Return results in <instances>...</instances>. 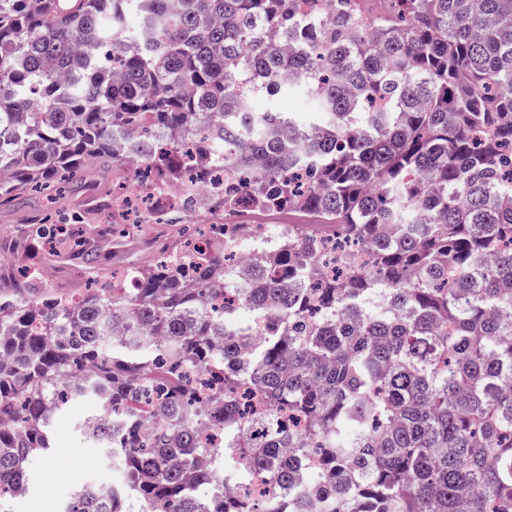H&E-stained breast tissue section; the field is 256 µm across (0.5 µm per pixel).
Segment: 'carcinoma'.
I'll return each instance as SVG.
<instances>
[{"instance_id":"carcinoma-1","label":"carcinoma","mask_w":512,"mask_h":512,"mask_svg":"<svg viewBox=\"0 0 512 512\" xmlns=\"http://www.w3.org/2000/svg\"><path fill=\"white\" fill-rule=\"evenodd\" d=\"M363 2L0 0V208L131 164L212 185L204 209L246 198L346 237L333 276L283 227L234 297L233 240L190 270L166 245L116 290L110 219L1 236L0 512L85 396L109 416L81 428L125 483L61 512H257L214 493L217 452L288 512L332 488L331 512H512V0H384L371 20ZM294 91L310 118L251 103ZM46 246L94 284L72 306L38 273Z\"/></svg>"}]
</instances>
